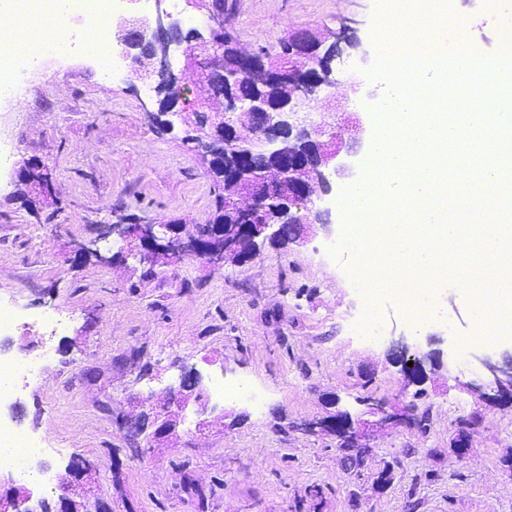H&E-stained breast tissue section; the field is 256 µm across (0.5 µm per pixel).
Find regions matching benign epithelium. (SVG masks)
Returning <instances> with one entry per match:
<instances>
[{
    "mask_svg": "<svg viewBox=\"0 0 512 512\" xmlns=\"http://www.w3.org/2000/svg\"><path fill=\"white\" fill-rule=\"evenodd\" d=\"M155 16L131 14L121 17L115 24V38L131 52L134 63L143 58L156 59L159 68L152 69L157 86L156 92H170L180 87L188 77L197 75L203 79L210 97L224 101V111L210 114L197 110L187 112L175 110L179 99H171L164 114L178 117L187 126L184 140L193 145V150L207 164L216 153L235 152L238 143L247 141L257 145V160L241 171L224 173V216L222 224H208L195 234L183 237L182 224H108L102 226L101 236L116 235L122 240L137 241V255L143 262H154L162 257L180 260L185 257H204L213 264L227 260L242 262L251 252L269 243L286 248L290 244L304 241L318 224L329 226L328 212L314 207V199L331 192L332 186L326 175L330 163L338 151L329 150L318 139L321 126L308 119L309 101L318 89L332 86V62L340 54L339 44L351 43L350 35L343 30L325 36L312 30L295 31L288 35L284 54L288 57V70L273 69L260 53L227 52L215 41V33L224 28L223 4L214 0L206 9L208 37L195 31L193 39L198 44L214 48L213 52L198 55L192 46L183 50L186 64L180 75H175L169 66L170 47L181 46L185 41L179 22L161 8L164 0H155ZM310 77L305 83L296 81L295 75ZM274 79L289 86L288 103L274 106L268 98L256 90L259 85ZM245 82L251 91L244 95L239 91ZM242 112L250 118V126L237 128L233 116ZM22 177L39 193L48 192L49 176L44 166L27 161L21 167ZM277 190L276 205H264L262 197L270 190ZM223 242L212 246L213 240ZM88 257L105 259L96 241L79 243L74 249V260ZM394 359L400 363L404 387L424 385L428 380L425 363L441 368L444 363L441 353L420 348H411L404 339L396 341L391 348ZM412 366H407V363ZM481 364L491 375L486 382L468 383L466 388L478 399L490 404L507 402L512 404V358L501 367L483 359ZM180 409L193 403L206 409L202 379L198 371H189L181 376L177 389ZM373 413L379 415L378 424L387 425L400 421L396 408L388 409L383 402L371 403ZM153 435L172 437L177 435L178 418H160L154 407ZM121 427L126 435L138 442L144 433L142 417L135 415L124 419ZM308 432L318 429L336 434L340 445L356 448L359 443L357 422L346 411H337L319 421L304 424ZM89 471L85 462L70 463L68 482L59 485L60 494L52 500L49 512H103L98 504L89 499L76 501L69 496L70 487L80 482ZM46 497L26 485H18L9 472L0 471V512H36L38 504Z\"/></svg>",
    "mask_w": 512,
    "mask_h": 512,
    "instance_id": "obj_1",
    "label": "benign epithelium"
}]
</instances>
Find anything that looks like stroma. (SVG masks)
Returning <instances> with one entry per match:
<instances>
[{"label": "stroma", "instance_id": "stroma-1", "mask_svg": "<svg viewBox=\"0 0 512 512\" xmlns=\"http://www.w3.org/2000/svg\"><path fill=\"white\" fill-rule=\"evenodd\" d=\"M487 0H453L468 42L497 49ZM386 0H224V21L246 52L277 55L290 31L349 28L356 44L332 64L334 86L322 88L310 117L325 135L341 136L352 175L332 176L329 232L305 245L261 247L246 262L211 265L186 257L140 262L105 224H208L211 180L184 140L182 124L160 130L151 119L161 97L137 77L104 75L75 53L48 62L27 92L0 100V145L12 157L0 168V298L30 315L63 313L48 335L27 327V388L17 404L23 429L56 453L41 461L58 493L67 465L89 463L105 512H512V406L485 404L464 385L483 377L471 355H499L512 339L476 341V300L454 273L441 279L435 312L415 323L399 297L379 288L366 299L355 286V250L341 247L342 192L365 173L363 140L378 132L384 81L367 77L377 60L375 27ZM361 80L360 93L348 89ZM40 161L60 213L31 202L19 177ZM96 241L100 258L74 261L72 245ZM426 345L439 337L448 367L423 391L405 387L389 352L391 338ZM204 387L247 378L267 393L262 410L245 401L209 398L206 412L178 410L168 388L183 369ZM367 419V401L415 404L427 426L375 427L362 453L335 435L301 431L326 416L325 398ZM180 411L175 438L136 453L116 419L142 399ZM471 452L451 442L460 426ZM391 481H375L382 469Z\"/></svg>", "mask_w": 512, "mask_h": 512}]
</instances>
